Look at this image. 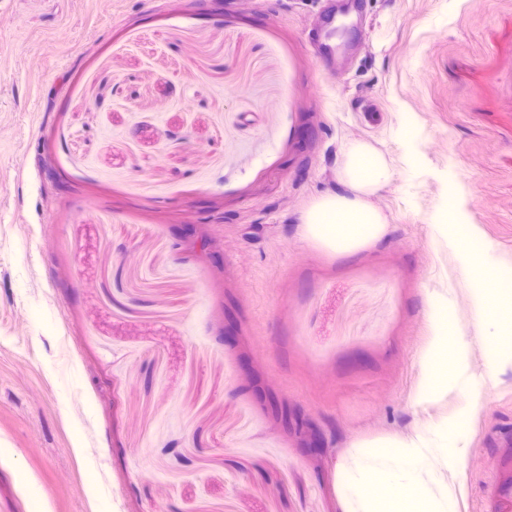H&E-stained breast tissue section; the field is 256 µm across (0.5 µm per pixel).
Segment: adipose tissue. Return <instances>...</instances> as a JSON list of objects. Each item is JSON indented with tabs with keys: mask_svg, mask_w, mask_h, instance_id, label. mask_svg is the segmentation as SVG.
Segmentation results:
<instances>
[{
	"mask_svg": "<svg viewBox=\"0 0 512 512\" xmlns=\"http://www.w3.org/2000/svg\"><path fill=\"white\" fill-rule=\"evenodd\" d=\"M390 177L385 156L364 143L343 149L340 179L348 194H328L300 216L297 232L308 244L346 256L380 241L389 226L367 198Z\"/></svg>",
	"mask_w": 512,
	"mask_h": 512,
	"instance_id": "obj_1",
	"label": "adipose tissue"
}]
</instances>
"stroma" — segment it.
<instances>
[{
  "label": "stroma",
  "instance_id": "35a3bbf8",
  "mask_svg": "<svg viewBox=\"0 0 512 512\" xmlns=\"http://www.w3.org/2000/svg\"><path fill=\"white\" fill-rule=\"evenodd\" d=\"M328 5L0 0V512L25 477L48 512H341L338 454L411 422L426 294L471 322L449 191L512 258V0H362L332 70ZM350 142L394 176L342 257L296 226ZM430 411L469 440L460 512H512V369Z\"/></svg>",
  "mask_w": 512,
  "mask_h": 512
}]
</instances>
